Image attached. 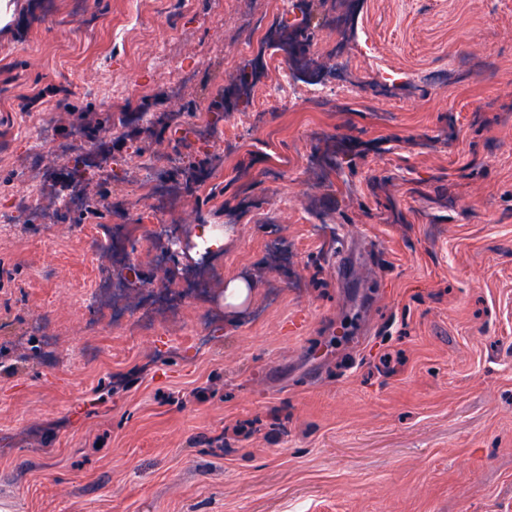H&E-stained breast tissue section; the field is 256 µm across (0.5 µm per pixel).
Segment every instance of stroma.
Wrapping results in <instances>:
<instances>
[{"instance_id": "1", "label": "stroma", "mask_w": 512, "mask_h": 512, "mask_svg": "<svg viewBox=\"0 0 512 512\" xmlns=\"http://www.w3.org/2000/svg\"><path fill=\"white\" fill-rule=\"evenodd\" d=\"M11 2L0 206L40 129L59 149L43 219L0 224V512H512V0H296L305 30L275 0ZM258 23L357 96L230 97ZM219 98L213 140L168 133ZM143 155L160 220L226 227L204 288L156 238L131 289L93 246L141 218ZM82 162L102 205L58 215ZM146 176L143 179V184L146 190L144 204L151 213L158 212V209L164 205L170 204L174 201L173 194L165 191L158 183L151 179L148 171L151 169V164L144 165Z\"/></svg>"}]
</instances>
